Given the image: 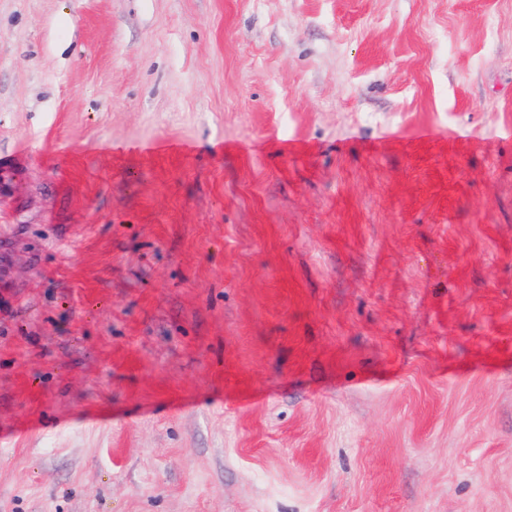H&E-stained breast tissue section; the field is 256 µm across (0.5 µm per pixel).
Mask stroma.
<instances>
[{"label":"stroma","mask_w":512,"mask_h":512,"mask_svg":"<svg viewBox=\"0 0 512 512\" xmlns=\"http://www.w3.org/2000/svg\"><path fill=\"white\" fill-rule=\"evenodd\" d=\"M0 512H512V0H0Z\"/></svg>","instance_id":"obj_1"}]
</instances>
